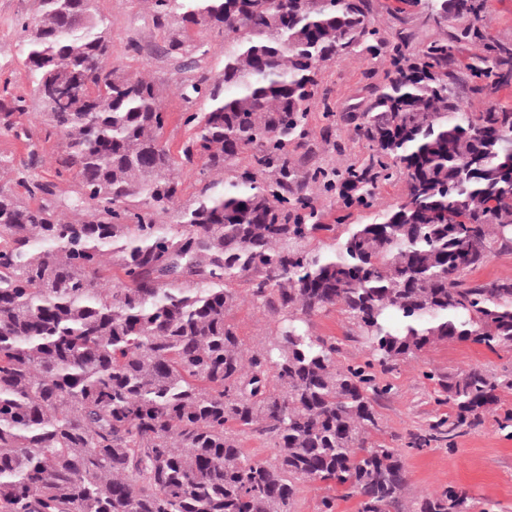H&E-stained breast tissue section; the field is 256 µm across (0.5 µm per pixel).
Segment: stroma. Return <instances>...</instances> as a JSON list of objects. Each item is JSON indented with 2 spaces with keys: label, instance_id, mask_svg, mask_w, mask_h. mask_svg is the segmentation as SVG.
Here are the masks:
<instances>
[{
  "label": "stroma",
  "instance_id": "stroma-1",
  "mask_svg": "<svg viewBox=\"0 0 512 512\" xmlns=\"http://www.w3.org/2000/svg\"><path fill=\"white\" fill-rule=\"evenodd\" d=\"M97 8L112 25L114 61L131 70H146L155 79L168 83L193 79V72H175L173 62L163 55L164 35L155 27L142 0H98ZM33 9V0H0V87L8 86L14 93L31 89L20 50L21 23L32 15ZM386 69L383 60L353 54L324 70L322 79L335 91L337 112L365 107L366 73H373L379 81ZM165 106L169 122L163 139L175 150L190 134L189 127L183 123L184 114L204 111L207 103L195 97L186 100L174 93L167 98ZM311 124L315 135L301 151L308 165L342 167L367 155L366 145L349 140L344 125H337L326 136L321 132L319 115H312ZM25 127L28 135L24 138L0 132V156L20 170L28 161L29 150H37L41 162L36 177L53 179L57 137L47 136L43 125L35 120L26 122ZM229 318L249 347L264 341L277 320L273 313L257 308L245 292L241 293ZM313 331L320 336L335 337L343 363L357 364L365 360L362 339L354 336L351 324L339 311L315 317ZM469 368L492 373L512 371V352H492L468 341H456L436 346L392 371L378 374V382L391 385L392 392L376 407L379 430L371 438L403 449L408 501L415 503L428 494L463 487L472 494L477 512H512V438L500 430L497 414L485 415L477 428L462 430L452 441H437L420 451L406 446L410 434L425 433L433 421L449 412L448 405L439 402L438 386L428 380V372L445 374Z\"/></svg>",
  "mask_w": 512,
  "mask_h": 512
}]
</instances>
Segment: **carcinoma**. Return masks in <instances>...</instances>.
Returning a JSON list of instances; mask_svg holds the SVG:
<instances>
[{"mask_svg":"<svg viewBox=\"0 0 512 512\" xmlns=\"http://www.w3.org/2000/svg\"><path fill=\"white\" fill-rule=\"evenodd\" d=\"M95 2L34 0L32 98L0 90V128L40 121L61 141L55 176L76 182L66 195L0 157V512H291L299 481L357 512H473L463 488L408 504L402 453L368 436L390 391L376 369L454 341L512 350V277L470 279L512 252V107L492 101L512 88V40L488 0L386 4L435 30L412 50L407 21L375 25L377 0H143L163 53L196 72L175 87L112 61ZM194 28L222 38L219 73ZM352 52L390 64L343 114L369 152L309 168L310 114L336 124L319 74ZM173 89L208 101L184 119L180 159L203 175L187 203L163 141ZM240 282L278 316L249 349L228 319ZM332 308L363 363L311 331ZM427 378L452 413L416 450L512 390V372ZM250 435L273 460L245 453Z\"/></svg>","mask_w":512,"mask_h":512,"instance_id":"carcinoma-1","label":"carcinoma"}]
</instances>
